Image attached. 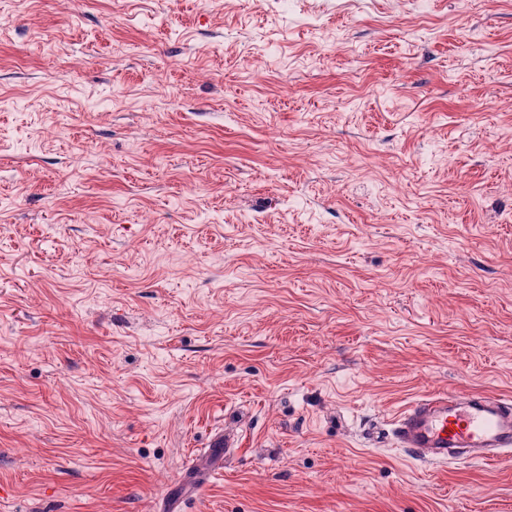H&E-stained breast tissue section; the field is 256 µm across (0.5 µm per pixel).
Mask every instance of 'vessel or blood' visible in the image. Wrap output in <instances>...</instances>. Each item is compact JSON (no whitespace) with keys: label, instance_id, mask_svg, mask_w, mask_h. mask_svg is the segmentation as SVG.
<instances>
[{"label":"vessel or blood","instance_id":"b4317fda","mask_svg":"<svg viewBox=\"0 0 512 512\" xmlns=\"http://www.w3.org/2000/svg\"><path fill=\"white\" fill-rule=\"evenodd\" d=\"M392 434L399 447L424 462L460 453L492 461L512 452V401L459 393L425 397L394 418Z\"/></svg>","mask_w":512,"mask_h":512}]
</instances>
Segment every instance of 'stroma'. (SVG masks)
Segmentation results:
<instances>
[{"label": "stroma", "mask_w": 512, "mask_h": 512, "mask_svg": "<svg viewBox=\"0 0 512 512\" xmlns=\"http://www.w3.org/2000/svg\"><path fill=\"white\" fill-rule=\"evenodd\" d=\"M441 392L512 399V0H0V512L224 431L182 512H512ZM392 434L400 448L424 462L458 454L496 460L512 453V402L496 395L425 397L394 418Z\"/></svg>", "instance_id": "stroma-1"}]
</instances>
